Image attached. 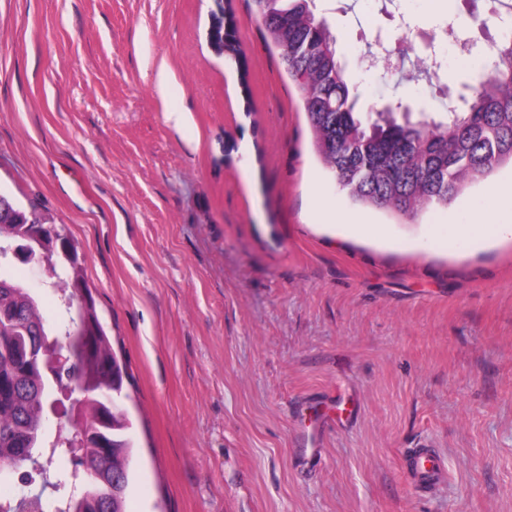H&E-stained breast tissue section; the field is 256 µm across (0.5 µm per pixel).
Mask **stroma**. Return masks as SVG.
Masks as SVG:
<instances>
[{
	"label": "stroma",
	"mask_w": 512,
	"mask_h": 512,
	"mask_svg": "<svg viewBox=\"0 0 512 512\" xmlns=\"http://www.w3.org/2000/svg\"><path fill=\"white\" fill-rule=\"evenodd\" d=\"M316 4L364 107L446 111L499 36L492 0ZM219 9L238 56L210 46ZM379 33L394 68L360 70ZM428 41L433 86L411 77ZM505 180L416 224L352 206L249 0H0V189L84 256L128 368V512H512V240L424 247L435 224H512ZM423 443L446 467L428 494L402 462Z\"/></svg>",
	"instance_id": "1"
}]
</instances>
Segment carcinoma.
Listing matches in <instances>:
<instances>
[{"label": "carcinoma", "mask_w": 512, "mask_h": 512, "mask_svg": "<svg viewBox=\"0 0 512 512\" xmlns=\"http://www.w3.org/2000/svg\"><path fill=\"white\" fill-rule=\"evenodd\" d=\"M253 12L278 50L313 134L315 152L354 206L398 223H412L433 207H448L475 185L512 166V25L491 45L494 74L481 73L448 98V111L399 112L400 104L357 108L347 65L336 53L332 19L315 0H251ZM75 273L63 270L52 285L60 308L74 301ZM31 289L0 269V460L10 472L75 469L74 494L34 495L38 512H127L132 441L130 421L117 403L127 375L105 328L96 357L74 354L71 371L48 381L36 357L45 342L59 341ZM84 385L90 408L82 446L66 450L72 428L59 426L47 440L46 424L66 416L58 391L71 380Z\"/></svg>", "instance_id": "carcinoma-1"}]
</instances>
